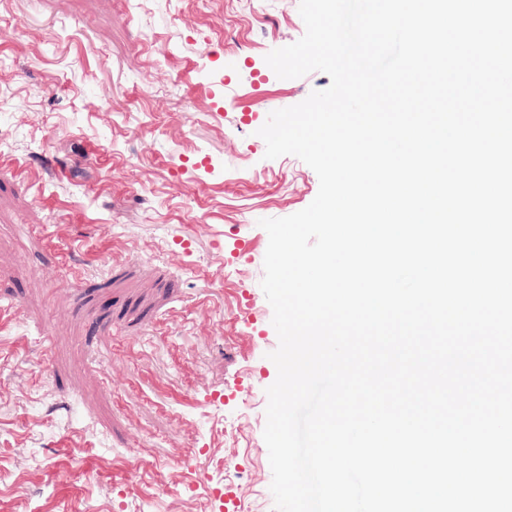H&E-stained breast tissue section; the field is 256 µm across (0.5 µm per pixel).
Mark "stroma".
Listing matches in <instances>:
<instances>
[{
    "label": "stroma",
    "mask_w": 512,
    "mask_h": 512,
    "mask_svg": "<svg viewBox=\"0 0 512 512\" xmlns=\"http://www.w3.org/2000/svg\"><path fill=\"white\" fill-rule=\"evenodd\" d=\"M299 2L0 0V512H275L259 222L319 179L258 131L331 83L265 61ZM116 296L158 320L101 333Z\"/></svg>",
    "instance_id": "1"
}]
</instances>
